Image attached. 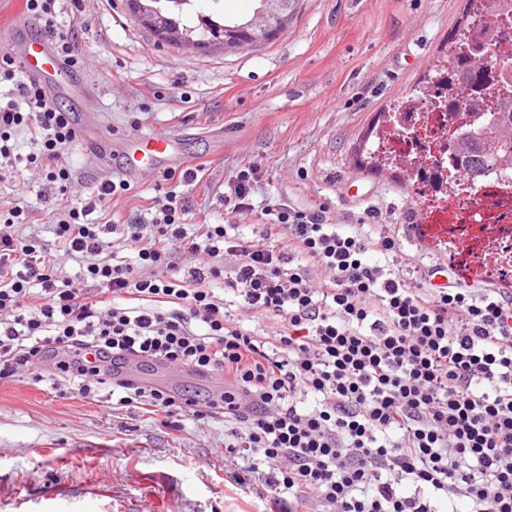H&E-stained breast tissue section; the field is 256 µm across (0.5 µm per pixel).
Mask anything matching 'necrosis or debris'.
Masks as SVG:
<instances>
[{
  "label": "necrosis or debris",
  "mask_w": 512,
  "mask_h": 512,
  "mask_svg": "<svg viewBox=\"0 0 512 512\" xmlns=\"http://www.w3.org/2000/svg\"><path fill=\"white\" fill-rule=\"evenodd\" d=\"M445 75L434 76L419 92L403 96L372 150L382 159L410 162L419 172V197L427 232L446 231L447 240L470 251L471 261L491 254L489 272L512 275V171L472 181L464 172L437 173L434 164L448 155L457 117L435 109L446 98Z\"/></svg>",
  "instance_id": "1"
}]
</instances>
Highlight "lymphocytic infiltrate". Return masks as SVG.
<instances>
[{
  "instance_id": "f902f5d3",
  "label": "lymphocytic infiltrate",
  "mask_w": 512,
  "mask_h": 512,
  "mask_svg": "<svg viewBox=\"0 0 512 512\" xmlns=\"http://www.w3.org/2000/svg\"><path fill=\"white\" fill-rule=\"evenodd\" d=\"M61 0H24L70 67L80 60L57 28ZM0 171L20 162L11 144L27 132V158L59 192L74 182L61 157L75 142L68 112L15 56L0 52ZM127 183L102 180L95 203L55 212L56 248L16 231L24 210L0 209V379L52 363L81 395L112 384L124 406L166 417L223 415L224 471L263 497L312 503L316 512H512V285L474 281L461 261L431 266L421 282L373 254L400 249L389 229L340 231L325 211L287 205L256 238L209 224L190 240L183 198L157 200L150 223H92ZM138 264H113L111 234ZM205 253L181 267L182 253ZM83 259L62 279L60 256ZM222 281L242 316L275 318L266 352L226 314L210 285ZM205 333H197L196 325ZM223 376L206 403L119 378L124 361ZM315 395L312 409L297 407Z\"/></svg>"
}]
</instances>
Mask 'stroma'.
Here are the masks:
<instances>
[{
	"instance_id": "stroma-1",
	"label": "stroma",
	"mask_w": 512,
	"mask_h": 512,
	"mask_svg": "<svg viewBox=\"0 0 512 512\" xmlns=\"http://www.w3.org/2000/svg\"><path fill=\"white\" fill-rule=\"evenodd\" d=\"M466 0H296L276 40L235 51L159 45L124 0H64L58 18L83 61L92 95L64 96L70 112L95 111L93 136L79 135L64 157L77 181L70 197L94 200L113 164L96 142L127 133H169L181 161H167L92 222L143 224L154 198H185L189 234L225 223L223 197L237 172L260 169L249 210L233 235L251 241L285 204L324 208L333 223H424L415 179L368 153L397 100L425 85L444 59L448 37L465 24ZM203 163L196 180L173 179L180 165ZM26 184L23 233L56 236L54 203L41 169L19 165ZM182 398L217 394L213 379L162 366H137ZM106 391L84 397L52 368L0 380V512H284L224 473L223 417L170 425L151 408L127 412Z\"/></svg>"
}]
</instances>
